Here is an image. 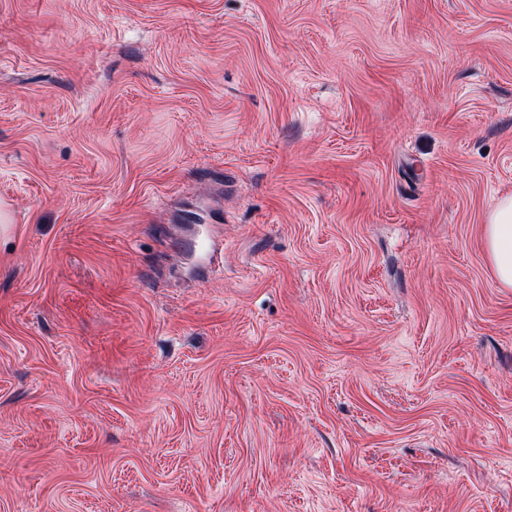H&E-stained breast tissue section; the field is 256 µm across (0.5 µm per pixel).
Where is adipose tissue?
Listing matches in <instances>:
<instances>
[{
    "label": "adipose tissue",
    "mask_w": 512,
    "mask_h": 512,
    "mask_svg": "<svg viewBox=\"0 0 512 512\" xmlns=\"http://www.w3.org/2000/svg\"><path fill=\"white\" fill-rule=\"evenodd\" d=\"M484 242L493 275L504 288H512V194L498 199L484 226Z\"/></svg>",
    "instance_id": "adipose-tissue-1"
}]
</instances>
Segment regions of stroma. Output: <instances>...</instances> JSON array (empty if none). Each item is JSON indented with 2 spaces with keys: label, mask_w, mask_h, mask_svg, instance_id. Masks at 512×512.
<instances>
[{
  "label": "stroma",
  "mask_w": 512,
  "mask_h": 512,
  "mask_svg": "<svg viewBox=\"0 0 512 512\" xmlns=\"http://www.w3.org/2000/svg\"><path fill=\"white\" fill-rule=\"evenodd\" d=\"M504 194L512 0H0V512H512ZM484 242L495 280L512 288V194L499 198L488 214Z\"/></svg>",
  "instance_id": "35a3bbf8"
}]
</instances>
